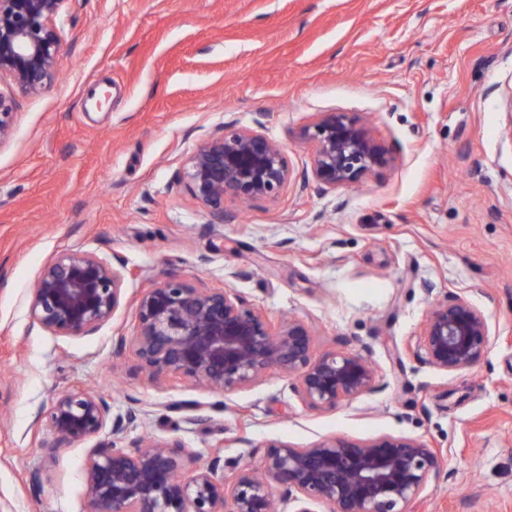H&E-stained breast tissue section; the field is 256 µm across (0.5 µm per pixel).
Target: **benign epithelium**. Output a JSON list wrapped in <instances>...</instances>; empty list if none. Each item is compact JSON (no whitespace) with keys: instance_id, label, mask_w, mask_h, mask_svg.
<instances>
[{"instance_id":"1","label":"benign epithelium","mask_w":512,"mask_h":512,"mask_svg":"<svg viewBox=\"0 0 512 512\" xmlns=\"http://www.w3.org/2000/svg\"><path fill=\"white\" fill-rule=\"evenodd\" d=\"M67 0H0V146L14 134L18 96L36 97L57 80L63 44L57 19ZM314 144L311 175L326 190L353 183L385 162L370 133L342 112L306 128ZM184 178L204 207L208 223H224V198L275 199L292 175L284 146L250 128L226 127L198 142ZM134 277L120 259L68 249L41 269L30 292L31 324L52 336H92L123 305ZM136 333L112 338L120 357L131 351L158 380L178 376L222 395L261 382L271 370L297 378L308 405L334 409L376 388V371L359 352L311 356V335L295 319L272 324L230 288H196L169 279L142 291ZM484 314L448 292L427 317L425 362L456 372L479 363L488 342ZM141 411L113 413L95 391L59 393L36 425H47L58 460L90 442L83 466L85 512H273L274 500L290 512H405L440 477V454L425 442L390 435L369 442L325 438L307 448L264 445L257 469L235 461L234 480L215 451L208 463L178 439H127Z\"/></svg>"}]
</instances>
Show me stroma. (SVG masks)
Here are the masks:
<instances>
[{"label":"stroma","instance_id":"stroma-1","mask_svg":"<svg viewBox=\"0 0 512 512\" xmlns=\"http://www.w3.org/2000/svg\"><path fill=\"white\" fill-rule=\"evenodd\" d=\"M58 27L60 78L20 99L0 146V512H85L86 444L49 461L54 436L34 424L74 387L142 407L129 438L181 439L203 463L218 445L257 467L274 440L422 439L447 462L408 512H512V0H68ZM330 112L389 162L324 190L301 132ZM228 125L282 143L292 181L225 199L217 226L183 172ZM76 248L134 270L127 304L89 337L31 328L40 269ZM170 277L298 318L313 356L361 352L375 390L322 410L275 370L222 396L148 379L112 338ZM449 291L489 325L484 358L454 373L422 359Z\"/></svg>","mask_w":512,"mask_h":512}]
</instances>
